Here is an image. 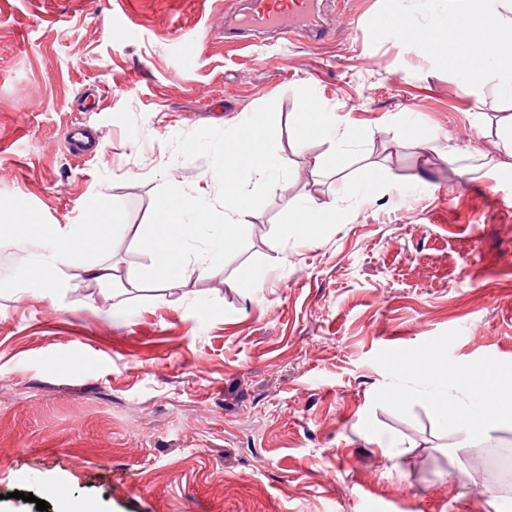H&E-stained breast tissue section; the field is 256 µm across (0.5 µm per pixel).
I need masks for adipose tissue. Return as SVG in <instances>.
Listing matches in <instances>:
<instances>
[{
  "label": "adipose tissue",
  "instance_id": "adipose-tissue-1",
  "mask_svg": "<svg viewBox=\"0 0 512 512\" xmlns=\"http://www.w3.org/2000/svg\"><path fill=\"white\" fill-rule=\"evenodd\" d=\"M448 4L456 15L452 28L404 23L391 28L392 37L413 42L428 55L459 70L465 87L481 85L492 77L500 93L512 98V7L485 6L481 0H448ZM489 59L494 62L490 70L485 67ZM301 100L302 110L295 122L296 140L304 146L311 137L320 135L334 142L335 150L316 156L313 167L318 170L336 165L340 146L352 141L348 127L340 115L315 105L309 87H302ZM87 211L86 223L77 226L29 224L15 213L0 219V242L23 244L29 253L22 273L25 282L49 287L65 270L77 268L83 279L111 285V267L89 263L86 256L91 245L103 244L111 238L112 227L99 221L102 211L99 200L89 201ZM288 218L310 239L320 234L323 225L346 221L343 210L314 197L293 204ZM403 366L431 381L429 400L441 419L464 428L472 436L483 435L494 422L501 420L505 405H512V384L499 383L496 368L489 366L483 371L488 385L480 390L474 385L480 371L450 366L447 359L433 350L406 359Z\"/></svg>",
  "mask_w": 512,
  "mask_h": 512
}]
</instances>
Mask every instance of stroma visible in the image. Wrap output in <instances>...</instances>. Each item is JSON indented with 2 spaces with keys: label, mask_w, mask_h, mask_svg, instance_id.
<instances>
[{
  "label": "stroma",
  "mask_w": 512,
  "mask_h": 512,
  "mask_svg": "<svg viewBox=\"0 0 512 512\" xmlns=\"http://www.w3.org/2000/svg\"><path fill=\"white\" fill-rule=\"evenodd\" d=\"M244 7L0 0V209L82 224L100 198L116 241L89 258L118 276L31 298L0 253V512H37L39 499L47 512H512V488L474 457L512 449V422L480 437L445 423L424 380L383 355L512 369V174L494 172L512 99L493 79L463 89L458 70L385 30L453 25L439 0H322L317 44L242 30ZM305 84L359 137L339 169L312 167L331 143L293 140ZM272 100L291 176L254 211L245 248L176 287L135 285L161 183L217 193L208 161L176 158L171 139ZM75 126L94 151L70 153ZM367 164L380 187L337 195ZM310 194L346 223L304 239L288 204ZM247 267L267 273L254 295L238 285ZM395 389L403 399L387 400Z\"/></svg>",
  "instance_id": "obj_1"
}]
</instances>
